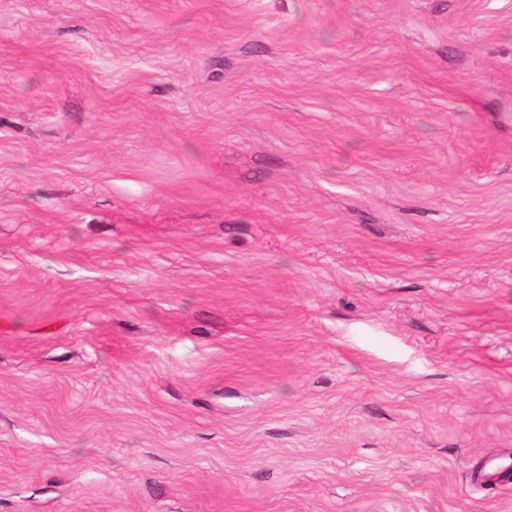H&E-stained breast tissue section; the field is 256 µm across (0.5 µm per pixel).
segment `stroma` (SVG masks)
Listing matches in <instances>:
<instances>
[{"mask_svg":"<svg viewBox=\"0 0 512 512\" xmlns=\"http://www.w3.org/2000/svg\"><path fill=\"white\" fill-rule=\"evenodd\" d=\"M512 0H0V512H512Z\"/></svg>","mask_w":512,"mask_h":512,"instance_id":"35a3bbf8","label":"stroma"}]
</instances>
